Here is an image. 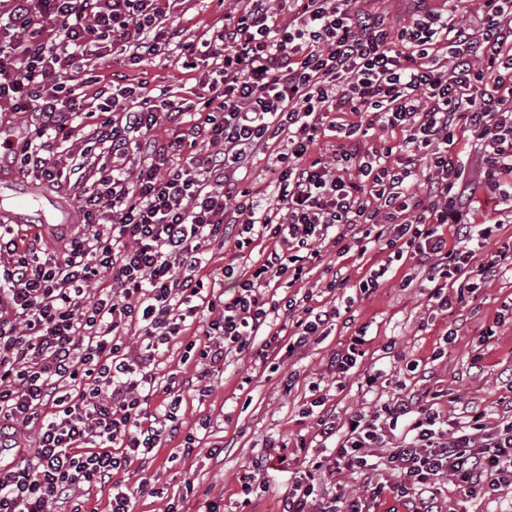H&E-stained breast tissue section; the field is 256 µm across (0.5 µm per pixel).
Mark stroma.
<instances>
[{
    "label": "stroma",
    "instance_id": "1",
    "mask_svg": "<svg viewBox=\"0 0 512 512\" xmlns=\"http://www.w3.org/2000/svg\"><path fill=\"white\" fill-rule=\"evenodd\" d=\"M136 80L150 94L163 88L188 97L197 92L193 74L165 58L132 69ZM50 203L44 211H31L27 220L14 224L16 235L42 233L45 242L54 243L66 231L62 218L77 213L73 196L49 191ZM347 268L351 279L335 291H327L334 269ZM410 260L393 262L379 288L361 293L359 283L371 273L369 264L358 261L355 253L327 254L323 268L314 270L304 288L313 292L317 306H339L340 320L323 341L310 345L297 359L270 354L271 368H254L248 358L229 355L222 371L205 381L204 389L182 391L178 416L184 432L200 440L197 452L188 459L178 457L176 443L153 449L152 461L144 470L121 475L132 488V512H164L168 503L185 494L186 483H193L196 497L190 498L186 512H202L205 498L223 500L224 512H281V501L288 493V477L300 468L305 456H325V449L312 447L300 452V437H313L314 419L307 416L315 395L325 398L326 406L338 419H346L359 409L372 406L392 392L397 369L417 362L411 388L416 393L446 390L457 396L458 407L484 406L496 401L512 402V319L497 323L505 304L512 302V266L503 269L478 294H464L452 312L439 310L419 283L402 287L405 276L413 274ZM367 326L365 354L358 360L359 375L337 386L327 363L352 328ZM451 341H444V334ZM188 336L179 343L160 347L155 377L165 385L169 377L196 378L201 368L197 355H186ZM394 343V354L385 346ZM381 370L373 385H366L361 373ZM251 377L241 385L242 377ZM284 445L288 468L266 474L267 489L246 498L243 475L249 462L268 451L270 444ZM442 512H512V494L467 497L451 479L441 480L436 493Z\"/></svg>",
    "mask_w": 512,
    "mask_h": 512
}]
</instances>
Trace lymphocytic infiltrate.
<instances>
[{
    "label": "lymphocytic infiltrate",
    "mask_w": 512,
    "mask_h": 512,
    "mask_svg": "<svg viewBox=\"0 0 512 512\" xmlns=\"http://www.w3.org/2000/svg\"><path fill=\"white\" fill-rule=\"evenodd\" d=\"M430 2L415 0L394 33L353 0H245L194 37L177 19L184 0H0V106L36 117L9 162L76 192L80 217L53 247L0 225V512H85L106 486L108 512H131L116 474L178 436L182 457L196 449L180 433L182 380L150 408L157 345L195 321L210 372L232 353L257 367L280 347L301 356L340 313L292 292L328 248L409 258L447 311L450 284L473 293L512 266L511 249L485 250L499 223L476 224L473 210L481 184L512 219V0H482L478 21L453 24ZM171 51L198 72V98L97 72L106 58L135 67ZM195 112L203 122L185 126ZM162 122L178 134L157 138ZM375 128L403 140L368 145ZM463 140L481 183L453 152ZM260 155L277 177L273 205L239 176ZM265 239L275 247L261 263L225 264L234 296L205 295V250ZM104 273L111 291L89 302ZM415 369L370 409L318 416L334 452L296 473L281 512H367L330 495L323 469L362 475L408 512H440L446 477L468 497L512 489V405L445 409L412 392ZM32 424L37 444L21 447Z\"/></svg>",
    "instance_id": "lymphocytic-infiltrate-1"
}]
</instances>
